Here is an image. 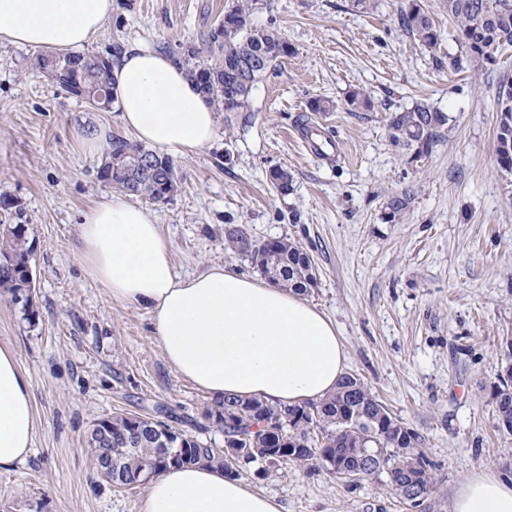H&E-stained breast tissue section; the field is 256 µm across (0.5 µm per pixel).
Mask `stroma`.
Instances as JSON below:
<instances>
[{
	"label": "stroma",
	"instance_id": "obj_1",
	"mask_svg": "<svg viewBox=\"0 0 512 512\" xmlns=\"http://www.w3.org/2000/svg\"><path fill=\"white\" fill-rule=\"evenodd\" d=\"M440 33L436 48L406 35L396 0L367 15L350 0H259L252 20L273 27L291 52L257 85L247 112L218 115L212 146L175 158L178 188L147 203L170 242L175 269L214 267L250 277V255L229 246L240 228L253 245L285 238L317 276L306 299L335 323L346 371L422 438L434 487L419 508L387 474L358 484L319 468L280 463L238 478L285 512H449L460 481L490 471L512 478V434L499 429L494 393L512 336V174L495 153L496 94L512 74V47L482 73L454 71L465 49L443 0H422ZM229 0H113L85 51L114 43L179 51L224 20ZM37 50L0 45V224L22 219L34 254L35 323L0 296V345L18 353L38 422L27 458L0 468V512H139L144 486L115 488L96 473L87 436L101 418L165 413L175 428L220 447L206 422L211 398L177 377L150 333V316L109 298L81 263L79 224L113 194L99 175L103 151L88 130L120 134L118 109L100 111L36 67ZM372 110L350 112L349 90ZM336 101L318 114L309 102ZM424 99L449 121L429 155L411 159L389 135L393 112ZM314 126L335 144L330 159L301 138ZM287 169L288 195L270 169ZM409 192L396 220L392 196Z\"/></svg>",
	"mask_w": 512,
	"mask_h": 512
}]
</instances>
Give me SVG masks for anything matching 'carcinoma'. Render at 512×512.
Segmentation results:
<instances>
[{"mask_svg": "<svg viewBox=\"0 0 512 512\" xmlns=\"http://www.w3.org/2000/svg\"><path fill=\"white\" fill-rule=\"evenodd\" d=\"M258 0H232L224 10V23L201 38V44L191 46L187 54L175 55L187 67L200 90L224 112L250 111V97L255 86L271 71L275 62L290 54L288 41L276 30L253 25L251 15ZM448 16L456 22L466 47L465 59L453 60L459 68L466 64L481 68L493 60L494 53L512 46V0H445ZM402 30L430 49L437 46L440 34L434 20L421 0H402L397 8ZM81 61L78 68L66 71L55 69L45 57L37 58V65L59 85L76 96H83L97 88L110 87L109 62L97 55L75 54ZM350 112L369 111L372 100L361 90L354 89L345 99ZM497 112L500 113L496 137V158L499 167L512 172V76H502L499 82ZM448 124V114L425 101L392 113L389 130L393 142L411 151L414 158L428 154L440 142L441 132ZM152 155L157 163L176 175L173 161L157 152L114 134L108 140L106 154L112 166L100 170V177L119 192L152 201L168 197L169 187L156 178L141 175L131 166L134 156ZM271 184L282 195L291 190L288 170L274 168L268 174ZM409 204L407 195L394 196L386 204L388 219L401 217ZM33 245L28 225L0 224V293L14 300L29 288L26 278L31 266ZM263 274L282 279L287 288L299 293L309 292L315 276L309 255L293 242L280 243L279 250L265 256L260 262ZM496 412L498 426L512 433V364L505 366L497 386ZM234 406L243 417L232 423L224 422V413ZM296 419L288 422L284 443L279 448L268 447L263 430L251 426L282 411V406L259 399L224 397L222 403L209 408L204 418L218 425L224 433V447L216 448L177 428L173 429L174 444L167 448L144 435L134 448H110L103 443L93 447L97 465L110 458L115 461L112 485L127 488L146 482L153 474L168 466L218 464L235 475L233 464L249 461L239 459V449L265 448L269 456L265 464L283 461L298 466H318L330 470L327 460L345 469L361 464L358 433L375 429L367 451L371 454V473L385 471L390 484L401 498H407L403 484L414 482L418 495L426 496L433 485L432 463L424 454L409 466H399L400 451L411 441H421L416 432L408 431L371 394L365 383L345 375L336 392L318 402L289 406ZM134 414H117L103 418L96 426L115 436L132 430Z\"/></svg>", "mask_w": 512, "mask_h": 512, "instance_id": "cac0c4a2", "label": "carcinoma"}]
</instances>
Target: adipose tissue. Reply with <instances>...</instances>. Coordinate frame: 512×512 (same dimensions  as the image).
<instances>
[{"label":"adipose tissue","mask_w":512,"mask_h":512,"mask_svg":"<svg viewBox=\"0 0 512 512\" xmlns=\"http://www.w3.org/2000/svg\"><path fill=\"white\" fill-rule=\"evenodd\" d=\"M112 0H0V43L50 52L86 45ZM123 126L172 156L210 145L216 110L187 70L148 46L126 49L111 69ZM85 272L110 299L146 310L165 362L207 392L294 405L336 388L346 365L333 323L299 294L221 267L175 270L169 242L147 209L113 196L83 214ZM37 429L28 380L13 347L0 346V467L22 462ZM451 512H512V480L480 472L462 480ZM140 512H282L274 499L209 465L151 478Z\"/></svg>","instance_id":"adipose-tissue-1"}]
</instances>
